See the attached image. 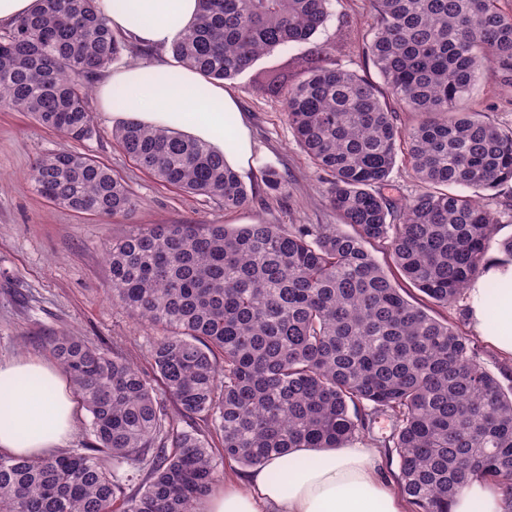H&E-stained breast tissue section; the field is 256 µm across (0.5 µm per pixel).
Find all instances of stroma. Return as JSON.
Instances as JSON below:
<instances>
[{
	"label": "stroma",
	"mask_w": 512,
	"mask_h": 512,
	"mask_svg": "<svg viewBox=\"0 0 512 512\" xmlns=\"http://www.w3.org/2000/svg\"><path fill=\"white\" fill-rule=\"evenodd\" d=\"M374 11L370 0H331L329 17L312 42L293 44L262 56L250 69L225 82L252 137V158L240 176L253 201L227 211L219 201L191 196L139 170L112 138V122L90 103L95 136L75 144L25 112L0 107V360L50 359V337L72 333L93 345L121 353L142 370L151 364L145 349L153 330L129 318L108 295L105 254L113 241L152 224H333L326 206L325 175L299 147L283 114V104L262 89L266 72L297 74L312 47L336 45V60L358 73H373L363 58L362 42ZM503 127L512 126V76L493 73L480 79L468 102ZM78 149L110 168L140 199L129 216L102 217L56 205L35 189L27 175L35 159L52 150ZM286 181L283 195L266 192L265 166ZM466 297L448 307H433L436 317L459 322L468 331L478 362L495 375L512 378V362L499 357L471 332Z\"/></svg>",
	"instance_id": "stroma-1"
}]
</instances>
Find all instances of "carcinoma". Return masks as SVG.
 <instances>
[{
  "mask_svg": "<svg viewBox=\"0 0 512 512\" xmlns=\"http://www.w3.org/2000/svg\"><path fill=\"white\" fill-rule=\"evenodd\" d=\"M171 46L208 80H231L263 54L309 41L330 0H198ZM362 52L381 82L320 47L302 76L267 89L312 163L340 224H155L106 253L112 303L159 330L153 374L63 333L52 356L90 415L92 442L46 457L0 455V512H193L220 479L214 455L261 467L294 448H337L393 430L398 489L414 512H450L470 479L507 482L512 512V387L476 360L459 325L429 313L454 302L486 263L500 214L463 187L512 181V127L466 107L488 73L512 74V11L500 0H372ZM128 45L97 0H35L0 34V107L82 142L96 129L94 81ZM415 116L402 124L399 112ZM112 136L141 169L224 204L253 200L224 155L178 131L126 122ZM420 190L383 193L397 163ZM28 179L49 201L110 217L138 196L87 154L51 151ZM270 193L285 189L274 167ZM389 252L403 295L369 247ZM174 412H169V408ZM222 446L210 442L211 432Z\"/></svg>",
  "mask_w": 512,
  "mask_h": 512,
  "instance_id": "cac0c4a2",
  "label": "carcinoma"
}]
</instances>
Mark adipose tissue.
<instances>
[{
  "mask_svg": "<svg viewBox=\"0 0 512 512\" xmlns=\"http://www.w3.org/2000/svg\"><path fill=\"white\" fill-rule=\"evenodd\" d=\"M113 32L164 49L183 33L198 0H98ZM97 101L114 123L136 120L181 131L223 152L228 164L247 168L248 129L234 99L197 71L169 62L135 64L96 84ZM232 124L233 147L224 144ZM499 281L487 293L482 281L467 290L469 321L494 350L512 360V263L489 266ZM75 401L50 361H0V453L42 457L60 448L72 430ZM377 450L364 446L296 448L271 456L242 478L197 500L195 512H411L412 506L378 469ZM505 487L471 480L455 496L452 512H504Z\"/></svg>",
  "mask_w": 512,
  "mask_h": 512,
  "instance_id": "ef3b65f1",
  "label": "adipose tissue"
}]
</instances>
